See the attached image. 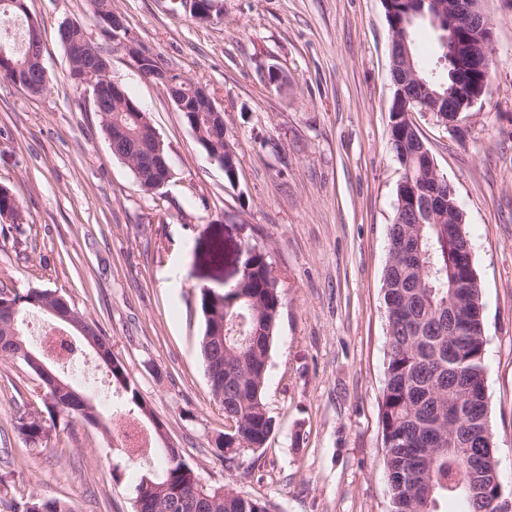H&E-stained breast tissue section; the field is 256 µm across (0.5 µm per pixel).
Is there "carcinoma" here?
Segmentation results:
<instances>
[{
    "instance_id": "carcinoma-1",
    "label": "carcinoma",
    "mask_w": 512,
    "mask_h": 512,
    "mask_svg": "<svg viewBox=\"0 0 512 512\" xmlns=\"http://www.w3.org/2000/svg\"><path fill=\"white\" fill-rule=\"evenodd\" d=\"M390 23L406 35L419 76L437 73L430 88L439 94L452 85L448 58V23L437 28L438 61L428 64L414 46L417 27L430 21L414 0H395L385 7ZM27 13L23 5L0 4V37L8 35L10 18ZM25 53H9L0 63V78L11 83L34 74ZM143 113L130 105H111L102 117L112 154L131 159L142 168L139 186L149 190L151 176L139 144ZM221 123L203 125L198 144L203 150L221 142ZM389 141L402 173L410 176L422 200L437 188L430 161L421 153L422 137L402 111L399 96L390 108ZM396 190L393 222L388 227V259L383 274V300L388 330L386 383L380 405L390 512H440L443 502H459L463 512H499L504 502L493 437L489 427L486 393L487 365L483 304L472 260V243L463 227L456 190L450 203L432 212L423 224L410 223L408 206ZM10 227L26 233L24 215L16 199L0 189V216ZM246 271L230 288H202L199 311L204 321L200 354L205 372L224 364V434L214 441V453L229 462L238 451L264 447L276 422L267 410L264 393L267 363L283 302V291L267 254L253 244L244 247ZM54 291L28 289L0 292V357L17 360L25 341L19 328L23 315L48 306L63 308L52 299ZM224 334L217 340L215 336ZM112 396L86 411L68 396L45 404L48 416L30 412L20 416L16 430L32 447L47 443L57 416H77L106 426L107 415L136 420L147 402L128 377L124 365L100 342ZM130 470L134 512H270L267 501L233 489L212 488L202 482L198 469L179 448H124ZM22 512H71L56 498L32 497Z\"/></svg>"
}]
</instances>
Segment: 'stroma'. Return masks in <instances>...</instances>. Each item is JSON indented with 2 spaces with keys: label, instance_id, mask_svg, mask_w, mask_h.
<instances>
[{
  "label": "stroma",
  "instance_id": "1",
  "mask_svg": "<svg viewBox=\"0 0 512 512\" xmlns=\"http://www.w3.org/2000/svg\"><path fill=\"white\" fill-rule=\"evenodd\" d=\"M164 66L208 90L237 159L228 181L162 86L120 52L111 78L145 112L173 170L143 191L113 156L101 115L76 92L58 27L79 21L103 43L90 0H27L11 20L40 24L48 84L0 80V188L31 230L0 232V285L50 289L92 320L205 484L269 501L273 512H388L379 405L387 320L383 273L402 171L390 149L391 30L382 0H218L210 20L180 0H112ZM491 79L453 134L411 118L457 189L482 289L488 414L503 489L512 493V0H483ZM273 64L288 85L261 81ZM268 254L284 305L265 402L276 428L232 462L212 450L224 410L199 353V289L235 281L240 243ZM36 378L0 359V512L29 497L72 512H134L112 434L59 416L47 447L13 429L41 408Z\"/></svg>",
  "mask_w": 512,
  "mask_h": 512
}]
</instances>
